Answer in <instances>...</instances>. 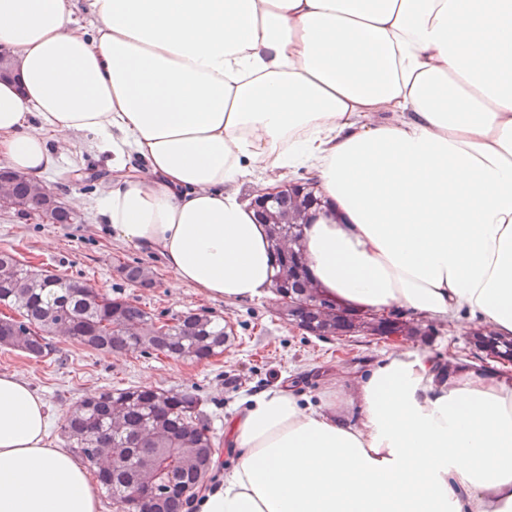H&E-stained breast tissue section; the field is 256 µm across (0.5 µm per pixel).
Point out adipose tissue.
Masks as SVG:
<instances>
[{
	"instance_id": "obj_1",
	"label": "adipose tissue",
	"mask_w": 512,
	"mask_h": 512,
	"mask_svg": "<svg viewBox=\"0 0 512 512\" xmlns=\"http://www.w3.org/2000/svg\"><path fill=\"white\" fill-rule=\"evenodd\" d=\"M0 47V162L39 181L92 135L115 174L101 223L178 282L267 296L240 188L303 170L324 298L512 336V0H0ZM225 434L238 461L197 512H512V379L427 354L316 406L257 393ZM99 510L43 398L0 375V512Z\"/></svg>"
}]
</instances>
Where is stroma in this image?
Listing matches in <instances>:
<instances>
[{"instance_id":"1","label":"stroma","mask_w":512,"mask_h":512,"mask_svg":"<svg viewBox=\"0 0 512 512\" xmlns=\"http://www.w3.org/2000/svg\"><path fill=\"white\" fill-rule=\"evenodd\" d=\"M111 180L106 156L84 141L72 143L59 168L44 182L80 214V222L51 224L0 210V250L13 251L27 264L81 279L100 293L135 301L163 322L188 310L221 318L229 341L222 355L202 362L152 353L109 354L62 338L54 339L51 355L39 360L0 347V375H18L43 396L52 437H60L64 416L76 402L103 390L141 386L192 392L199 396L210 423L216 454L229 467L235 452L224 426L254 393L286 389L301 401L316 404L335 395L345 379L368 373L398 345L435 358L472 362L475 346L469 333L475 324L461 315L437 320L403 312L404 320L427 329V336L417 339L402 336L393 342L355 335L325 340L289 323L276 299H208L199 289L177 282L159 255L142 253L100 224L97 205ZM128 263L149 267L154 286L127 284L120 268Z\"/></svg>"}]
</instances>
